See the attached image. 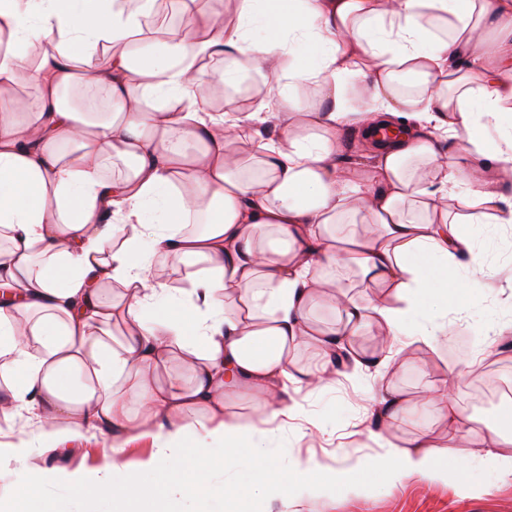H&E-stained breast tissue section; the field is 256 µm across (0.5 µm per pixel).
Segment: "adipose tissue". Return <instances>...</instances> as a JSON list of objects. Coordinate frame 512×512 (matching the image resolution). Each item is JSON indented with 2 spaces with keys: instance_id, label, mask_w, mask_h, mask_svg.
Listing matches in <instances>:
<instances>
[{
  "instance_id": "obj_1",
  "label": "adipose tissue",
  "mask_w": 512,
  "mask_h": 512,
  "mask_svg": "<svg viewBox=\"0 0 512 512\" xmlns=\"http://www.w3.org/2000/svg\"><path fill=\"white\" fill-rule=\"evenodd\" d=\"M231 2L227 22L211 0H179L183 29L158 37L146 23L155 0H0V416L38 411L43 448L83 428L165 436L142 469L116 457L104 474L44 469L30 443H0L20 480L0 489V512H35L56 483L155 512L188 479L235 504L241 486L209 480L218 439L249 451L265 501L349 486L356 469L285 465L269 447L268 426L301 409L289 385L327 386L341 350L354 369L381 366L355 346L375 326L433 347L431 321L457 297L460 271L483 270L470 225L512 223L498 190L512 180V127L492 144L480 124L512 113V0ZM211 61L228 88L260 77L261 106L206 116ZM24 82L38 93L21 104L8 91ZM76 85L105 91L110 109L78 111L66 99ZM406 117L418 126L373 148L371 176L339 164L344 127L370 137ZM270 119L281 135L267 141L258 126ZM340 224L377 233L340 240ZM354 273L392 284L393 301L342 297L321 326L319 285L344 289ZM304 344L316 362L295 360ZM178 351L194 357L190 380L159 381ZM456 383L424 392L447 446L425 431L407 447L378 436L384 482L454 478L480 455L512 472V420L473 435L448 400ZM245 390L259 412L226 413Z\"/></svg>"
}]
</instances>
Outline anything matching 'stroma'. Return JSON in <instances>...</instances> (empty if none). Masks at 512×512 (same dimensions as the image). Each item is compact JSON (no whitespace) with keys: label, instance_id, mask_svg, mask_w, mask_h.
<instances>
[{"label":"stroma","instance_id":"obj_1","mask_svg":"<svg viewBox=\"0 0 512 512\" xmlns=\"http://www.w3.org/2000/svg\"><path fill=\"white\" fill-rule=\"evenodd\" d=\"M477 236L484 274L468 282L469 303L464 309L449 306L448 326L434 348L418 342L405 346L390 336L359 337V349L390 356L389 366L372 367L352 378L337 377L324 392H295L302 410L296 417L280 419L270 436L272 447L280 449L283 457L301 455L323 465H353L372 459L378 446L368 426L380 392L395 389L417 397L430 382L451 373L459 377L452 398L473 415L474 433H481L486 423L502 416L493 401L475 403L474 390L479 385L496 391L512 388V224L480 225ZM460 334L472 338L471 354L464 358L448 353L449 338ZM482 350L489 353V360L472 365L471 355ZM423 429L437 445L447 444V426L431 406L396 423L388 439L404 446ZM61 445V451L36 455L35 463L98 472L112 464L111 435L83 430ZM253 471L249 453L241 452L213 473V483L230 480L243 487L236 512H257L250 492ZM272 512H512V476L475 459L457 478L429 482L412 478L387 487L371 471L363 470L349 490L313 495L300 489L275 502Z\"/></svg>","mask_w":512,"mask_h":512}]
</instances>
